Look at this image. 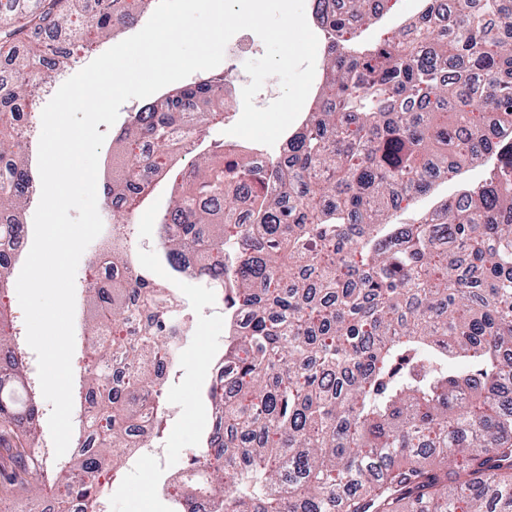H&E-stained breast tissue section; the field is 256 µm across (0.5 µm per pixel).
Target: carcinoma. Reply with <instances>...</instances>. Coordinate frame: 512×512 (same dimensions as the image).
<instances>
[{
    "instance_id": "cac0c4a2",
    "label": "carcinoma",
    "mask_w": 512,
    "mask_h": 512,
    "mask_svg": "<svg viewBox=\"0 0 512 512\" xmlns=\"http://www.w3.org/2000/svg\"><path fill=\"white\" fill-rule=\"evenodd\" d=\"M108 0L84 36L125 27ZM390 0H344L315 17L329 33L317 108L287 154L264 169L216 149L195 160L162 219V256H186L224 288L233 329L214 368L218 406L196 488L214 512H512V0H422L418 16L375 46L361 40ZM74 0H14L0 22V238L34 184L16 127L33 76L56 66L27 44L71 23ZM218 77L142 107L113 142V212L128 214L184 143L219 115ZM491 163L487 178L438 208L436 222L391 212L434 179ZM250 193V223L236 192ZM112 286L87 285L92 311L85 401L95 444L50 487L59 512H103L117 449L162 415L143 395L175 357L181 315L170 289L112 246ZM0 355L17 383L25 352L0 306ZM38 391H0V421L27 428L0 476L20 504L47 471L34 457Z\"/></svg>"
}]
</instances>
